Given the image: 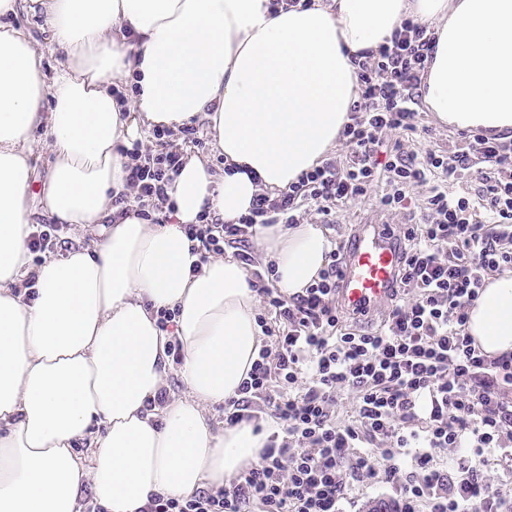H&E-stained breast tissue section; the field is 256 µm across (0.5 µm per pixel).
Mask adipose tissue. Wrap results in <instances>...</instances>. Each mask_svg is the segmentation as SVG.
<instances>
[{
    "label": "adipose tissue",
    "mask_w": 512,
    "mask_h": 512,
    "mask_svg": "<svg viewBox=\"0 0 512 512\" xmlns=\"http://www.w3.org/2000/svg\"><path fill=\"white\" fill-rule=\"evenodd\" d=\"M39 3L65 51L53 76L23 29L0 24V512H78L87 486L109 512H139L153 493L223 486L266 439L249 425H210L208 407L235 396L265 338L244 267L198 264L184 225L206 211L236 220L255 194L319 165L358 98L353 56L408 16L436 33L423 101L437 119L512 133V0H312L277 14L268 0ZM122 78L137 92L116 96ZM194 119L223 175L189 156L169 189L175 223L115 219L112 202L127 191L118 144ZM39 143L55 162L33 208ZM37 208L74 233L112 225L36 265L26 240ZM255 244L288 296L313 282L329 248L314 224L259 229ZM32 273L29 302L19 289ZM164 307L178 312L176 335L157 326ZM466 330L486 355L512 353V271L490 279ZM174 337L186 392L148 407Z\"/></svg>",
    "instance_id": "obj_1"
}]
</instances>
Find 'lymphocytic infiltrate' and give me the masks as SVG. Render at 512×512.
Masks as SVG:
<instances>
[{
	"instance_id": "obj_1",
	"label": "lymphocytic infiltrate",
	"mask_w": 512,
	"mask_h": 512,
	"mask_svg": "<svg viewBox=\"0 0 512 512\" xmlns=\"http://www.w3.org/2000/svg\"><path fill=\"white\" fill-rule=\"evenodd\" d=\"M434 30L407 17L376 48L358 53V99L347 147L288 189L257 194L237 221L184 225L201 262L233 248L276 328L237 396L227 425L271 432L256 463L223 487L189 496L151 494L141 512H342L355 490L390 488L389 512H512V354L485 355L466 330L487 281L512 268V139L461 133L448 148L418 149V108ZM120 146L139 218L175 214L168 189L182 148ZM473 183L474 192L448 188ZM380 190L398 221L401 264L377 329L361 331L338 300L345 242L334 239L317 281L285 296L270 287L274 263L256 269L248 250L259 228L332 225L346 204ZM451 448L466 449L449 463ZM496 475H489L487 466Z\"/></svg>"
}]
</instances>
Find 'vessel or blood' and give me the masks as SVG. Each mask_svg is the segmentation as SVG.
<instances>
[{
    "instance_id": "b4317fda",
    "label": "vessel or blood",
    "mask_w": 512,
    "mask_h": 512,
    "mask_svg": "<svg viewBox=\"0 0 512 512\" xmlns=\"http://www.w3.org/2000/svg\"><path fill=\"white\" fill-rule=\"evenodd\" d=\"M399 264L391 225L358 227L344 252L339 290L343 304L363 314L383 306L393 292Z\"/></svg>"
}]
</instances>
